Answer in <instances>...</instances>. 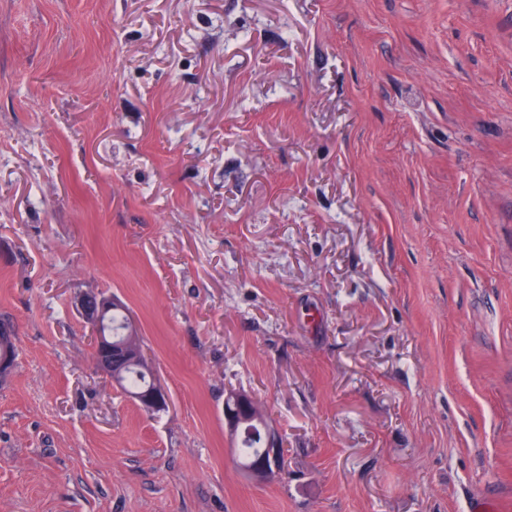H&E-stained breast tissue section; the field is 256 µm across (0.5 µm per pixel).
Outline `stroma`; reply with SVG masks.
Segmentation results:
<instances>
[{"mask_svg": "<svg viewBox=\"0 0 512 512\" xmlns=\"http://www.w3.org/2000/svg\"><path fill=\"white\" fill-rule=\"evenodd\" d=\"M1 317L0 512H512V0H0ZM121 306L118 299L92 290L82 293L79 300L80 314L93 329L100 327L103 319L112 309ZM126 321L127 314L123 307L121 310L112 311V341L105 339L99 333L92 336L93 361L98 369L110 379L117 376L121 367L133 363L137 359V349L134 344L138 335V327L131 318L128 320V340L124 343H112L126 339L124 332ZM154 378L153 369L147 362L140 366L129 365L117 376L120 387L129 394L147 389ZM2 331V332H1ZM9 336L3 337L2 336ZM0 376L6 374L13 365V358L15 357V344L12 343V354L10 349L11 337L13 340V330L9 323L0 321ZM141 407L148 412L154 413L164 410L168 404V395L161 383H155V386L146 392L132 397ZM225 402L230 403V407L224 406V425L232 438H240L241 435L247 434L254 429V433L242 439L234 441L235 454L238 462L249 458L259 457L266 453L267 459L259 458L251 462L248 466H240V468L253 479L257 481H264L279 473V468L283 470V453L284 449L280 446L278 453L274 459V463H270V457H273L271 448H277L279 443V435L275 428L269 427L265 424L263 419L258 415V409L253 408L251 399L248 395L239 393L236 390H231L227 393ZM263 421V423L261 422ZM259 425H253V423ZM263 429V430H262ZM266 447L270 450V457L266 448L264 447V436Z\"/></svg>", "mask_w": 512, "mask_h": 512, "instance_id": "1", "label": "stroma"}]
</instances>
